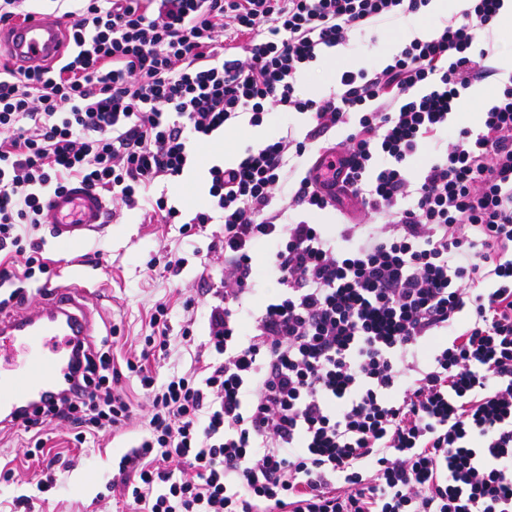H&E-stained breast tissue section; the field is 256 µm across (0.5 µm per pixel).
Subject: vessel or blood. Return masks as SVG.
<instances>
[{
    "instance_id": "b4317fda",
    "label": "vessel or blood",
    "mask_w": 512,
    "mask_h": 512,
    "mask_svg": "<svg viewBox=\"0 0 512 512\" xmlns=\"http://www.w3.org/2000/svg\"><path fill=\"white\" fill-rule=\"evenodd\" d=\"M10 58L21 65L42 64L57 58L65 47V31L55 19L35 15L8 27ZM46 206L52 233L73 248L104 227L107 211L103 198L83 185L50 195ZM75 286L58 289L48 306L21 317H0V350L22 348L26 354L20 370L0 378V419L22 423L35 403L49 400L68 384L78 343L91 334V320L76 300ZM57 354L47 362L43 347Z\"/></svg>"
}]
</instances>
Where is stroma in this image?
I'll use <instances>...</instances> for the list:
<instances>
[{"label": "stroma", "instance_id": "1", "mask_svg": "<svg viewBox=\"0 0 512 512\" xmlns=\"http://www.w3.org/2000/svg\"><path fill=\"white\" fill-rule=\"evenodd\" d=\"M400 46L399 38L380 28L353 34L343 47V55L330 56L305 70L298 88L305 97H321L334 87L339 69L353 68L359 60L365 70H375L376 57L391 58ZM511 54L512 47L494 43L488 58L490 74L474 80L464 91L460 112L449 120L451 126L474 123L477 108L491 103L499 79L506 75L505 59ZM306 123V116L301 114L271 112L261 127L242 124L231 135L215 134L212 141L229 144L238 156L246 146H259L261 140L282 135L286 127L299 129ZM222 232L221 225L211 224L205 231L187 236L178 225L162 223L159 217L134 209L124 211L103 233L76 251L61 246L47 223L33 228L32 237L40 242L44 257L60 263L53 287L66 286L73 276L100 288V295L85 303L93 319V349L112 351L120 360L139 355L150 332L155 304H168L173 327L171 348L168 358L158 365L159 374L165 376L189 366L206 340L207 318L218 302L215 290L224 276V266L211 245ZM168 253L183 258L179 273L149 268L151 258ZM189 300L194 303V336L185 342L179 327ZM65 431V426L50 424L42 432L47 448L63 457L62 464L50 469L43 461L25 457L29 433L16 428L0 430V512H11L13 500L23 494L30 498L27 512H134L124 501L106 497L105 491L118 471L121 456L136 442L135 428L106 431L78 447L66 446ZM48 476L54 481L52 489L39 492L38 482Z\"/></svg>", "mask_w": 512, "mask_h": 512}]
</instances>
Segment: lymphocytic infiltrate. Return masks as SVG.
<instances>
[{
    "instance_id": "1",
    "label": "lymphocytic infiltrate",
    "mask_w": 512,
    "mask_h": 512,
    "mask_svg": "<svg viewBox=\"0 0 512 512\" xmlns=\"http://www.w3.org/2000/svg\"><path fill=\"white\" fill-rule=\"evenodd\" d=\"M429 3L76 0L63 58L0 63V285L50 273L26 227L71 182L133 210L241 117H309L211 165L209 210L186 221L166 195L151 201L186 233L221 214L211 361L162 380L146 368L169 348L157 303L140 361L79 354L77 382L24 430L49 417L81 444L129 426L128 370L146 404L112 482L139 512H512V75L474 125L448 126L487 69L478 42L504 0H471L382 69L339 70L329 95L297 92L353 33L394 29ZM315 143L347 155L341 187L315 163L291 167ZM423 146L434 160L411 169ZM347 198L361 223L331 234L308 221ZM261 241L278 291L246 320Z\"/></svg>"
}]
</instances>
